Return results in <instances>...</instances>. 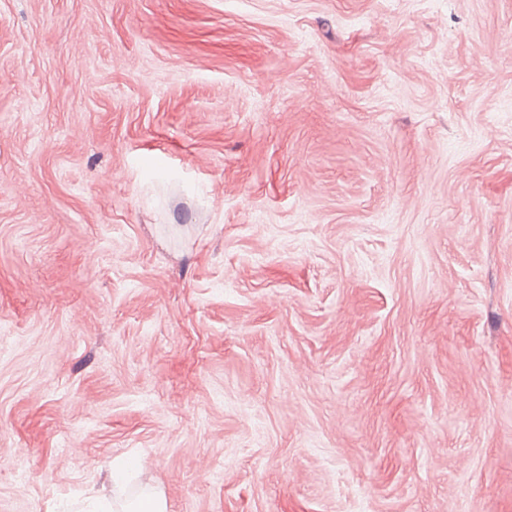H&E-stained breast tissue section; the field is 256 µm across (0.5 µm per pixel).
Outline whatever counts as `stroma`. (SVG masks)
<instances>
[{
    "instance_id": "35a3bbf8",
    "label": "stroma",
    "mask_w": 512,
    "mask_h": 512,
    "mask_svg": "<svg viewBox=\"0 0 512 512\" xmlns=\"http://www.w3.org/2000/svg\"><path fill=\"white\" fill-rule=\"evenodd\" d=\"M512 512V0H0V512ZM124 512H166L165 502L160 493H144L122 507Z\"/></svg>"
}]
</instances>
